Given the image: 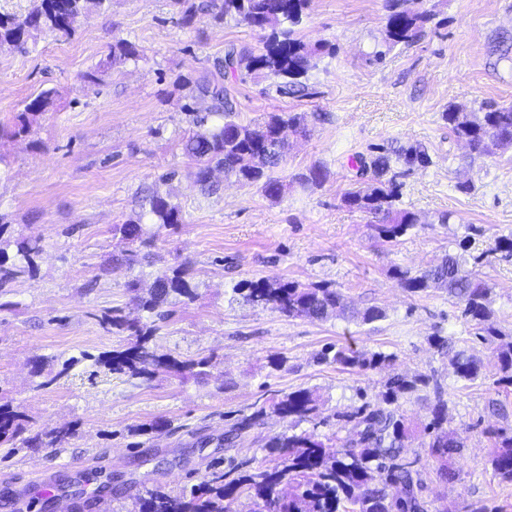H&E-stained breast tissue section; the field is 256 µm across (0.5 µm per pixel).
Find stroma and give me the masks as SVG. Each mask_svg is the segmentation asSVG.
Instances as JSON below:
<instances>
[{"label":"stroma","instance_id":"35a3bbf8","mask_svg":"<svg viewBox=\"0 0 512 512\" xmlns=\"http://www.w3.org/2000/svg\"><path fill=\"white\" fill-rule=\"evenodd\" d=\"M436 17L409 47L380 49L384 0H311L301 24L308 39L326 40L315 56L308 93L284 95L275 78L246 71L225 78L238 103L239 122L269 112L303 115L306 135H288L287 161L275 174L289 188L271 199L257 187L216 174V193L201 192L178 141L189 130L179 77L209 74L228 47L263 50V35L243 24H214L198 15L183 26L168 0H111L75 35L38 36L27 53L0 47V124H9L26 100L57 91L55 107L27 134H0V224L10 238L37 236L43 250L34 273L6 289L0 308V404L24 412L29 434L75 428L62 447H0V512H27L29 502L55 501L54 512H134L146 491L177 492L201 481L215 461H259L266 442L282 434L317 431L326 445L350 438L343 413L363 402L380 405L394 375H426L445 390L448 429L466 446L449 460L451 478L438 475L424 427L434 394L420 388L399 401L414 430L403 455L418 460L427 488V512H512V482L495 476L488 454L500 434L512 435V386L497 385L496 348L512 341V254L497 238L512 235V148L472 154L448 126L446 112L479 113L485 103H512V0H427ZM144 53L108 70L98 91L82 74L105 61L113 40ZM420 147L425 166L392 160L394 150ZM390 157L387 178L400 186L399 209L418 224L405 235L379 238L366 213L343 200L353 183L371 184L373 171L357 173L356 156ZM325 170L322 183L294 179ZM150 190L182 208L175 233L157 232L152 264L128 268L118 261L125 244L113 225L134 217ZM450 215L441 223V215ZM471 239L467 269L490 287L491 323L483 340L447 289L413 294L396 276L416 275ZM189 262L198 297L174 306L158 322L152 343L181 361L208 358L206 376L161 373L128 379L94 370L81 352L99 354L124 345L99 322L106 314L148 322L127 285L149 290L156 275ZM110 266L100 276L101 266ZM327 284L346 309L324 320L289 317L246 303L235 293L244 280ZM382 311L366 323L363 314ZM447 338L435 348L431 339ZM364 355H391L373 370L320 361L329 347ZM481 364L478 379L458 380L457 352ZM282 358L273 367L272 358ZM67 377L44 387L68 359ZM299 389L317 400L316 422H287L268 415L247 432L234 428L254 404ZM165 421L162 430L132 434L133 426ZM111 476L106 497L72 495L62 479L85 473Z\"/></svg>","mask_w":512,"mask_h":512}]
</instances>
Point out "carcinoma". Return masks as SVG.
I'll return each instance as SVG.
<instances>
[{"label": "carcinoma", "instance_id": "1", "mask_svg": "<svg viewBox=\"0 0 512 512\" xmlns=\"http://www.w3.org/2000/svg\"><path fill=\"white\" fill-rule=\"evenodd\" d=\"M422 0H385L386 21L384 45L392 49L409 47L423 35L432 14L421 7ZM310 0H170V6L181 15L185 26L191 25L197 14H209L218 22L232 20L265 33V51L253 55L244 50H230L214 68L220 77L236 75L240 66L256 76L278 79L277 91L290 95L305 94V79L311 59L324 51L327 43L312 42L298 31ZM108 7V0H31L25 12H0V45L7 43L20 52L28 49L29 40L41 33L58 38L74 35L82 20ZM140 57L136 44L117 39L112 43L106 62L82 74L84 86L93 88L103 82V73L129 60ZM189 102L183 111L193 115L194 128L181 141L183 154L192 167L188 175L205 192L217 190L211 180L215 170L224 171V178L243 185L259 187L270 198L282 196L286 184L272 175L283 162L277 148L276 135L284 128H298L300 117L288 112H272L264 121L244 125L236 120V103L229 96L224 83L207 76L183 80ZM54 89H45L31 98L16 116L14 134L28 132L30 126L55 103ZM201 98L209 100L203 112L193 107ZM483 116L473 118L467 112L452 110L446 120L453 133L467 141L479 155L489 152V146H512V105L484 104ZM396 187L381 180L366 187L357 186L344 195L346 204L372 218L379 236L393 240L404 235L419 223L415 214L396 208ZM157 226V230H176L183 223L182 209L170 198L147 192L141 199L140 212L122 224L112 226V232L125 240L128 248L117 261L130 268L141 266L151 257L158 234L150 236L143 231V220ZM14 248L9 253L8 248ZM42 252L41 238L20 237L0 240V288H4L24 273L35 270V259ZM404 288L412 293L432 286L448 289V293L464 305V316L489 336L495 331L486 326L489 321L488 285L464 270L460 255H448L439 264L410 276L396 271ZM134 292L137 307L162 321L170 315L163 309L171 297L193 302L198 296L192 269L185 263L161 272L154 280L148 295L138 293V283L128 285ZM235 292L252 305L270 307L289 317L305 316L322 320L343 308L342 295L325 285L302 287L294 282L244 280ZM103 324L125 330L134 336L126 346L97 357L84 355L65 361L62 369L40 383L49 387L64 376L80 360H91L93 365L129 379L149 381L158 373L176 376L184 373L206 374L209 360L179 361L156 352L151 344L156 327L144 328L118 316H106ZM345 367L363 370L375 369L391 360V356L374 353L364 357L353 350L340 348L328 356ZM499 378L496 384L512 386V342L497 348ZM454 374L463 380L478 378L481 365L478 360L460 352L452 361ZM429 386V379H408L396 375L387 383L385 406L368 403L343 419L351 424L357 439L340 442L332 454L315 433L291 434L268 441V455L252 467L249 463L229 464L228 470L219 468L190 489L171 494L160 489L138 498L137 512H230V503L241 494H247L253 503L252 512H344L347 504L357 505L359 512H427L423 498L425 479L416 468V462L401 457L403 443L410 436L406 418L400 412L398 401L419 387ZM435 403L432 419L424 431L430 436L428 448L431 457L441 466L461 453L463 438L456 431L443 429L447 422L446 402L440 386H434ZM283 419L312 421L316 416V400L305 389L293 391L270 405H261L252 415L236 424L244 430L266 413V409ZM27 416L9 404L0 405V446L11 443L25 430ZM490 463L496 476L512 482V437L495 442ZM397 485L401 495L390 496L388 488Z\"/></svg>", "mask_w": 512, "mask_h": 512}]
</instances>
